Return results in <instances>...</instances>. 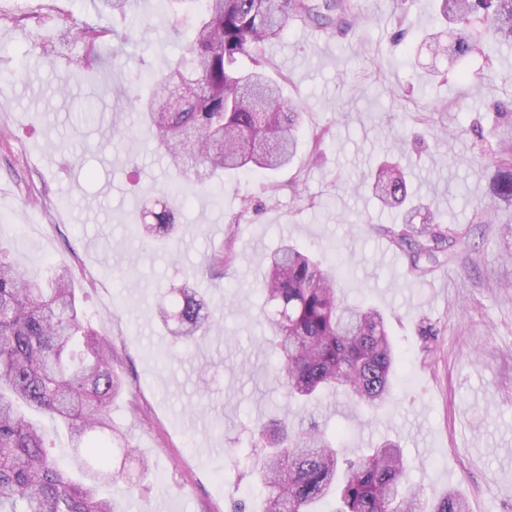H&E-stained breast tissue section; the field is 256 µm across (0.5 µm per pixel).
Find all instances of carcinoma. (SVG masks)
<instances>
[{
    "instance_id": "cac0c4a2",
    "label": "carcinoma",
    "mask_w": 512,
    "mask_h": 512,
    "mask_svg": "<svg viewBox=\"0 0 512 512\" xmlns=\"http://www.w3.org/2000/svg\"><path fill=\"white\" fill-rule=\"evenodd\" d=\"M192 36L173 67L155 75L154 89L118 97L116 104L139 112L169 166L183 176L187 157L200 161L198 182L214 187L226 170L267 174L296 154L301 107L281 98L266 73V47L299 20L344 24L351 0H202ZM482 16L492 55L512 47V0H442L441 16L455 25L446 43L432 48L450 60L472 50L470 19ZM182 83L186 101L178 112L163 109L167 89ZM492 200L474 224L494 223L512 207V140L493 153ZM379 202L411 206L404 173L383 164L372 174ZM178 193L137 224L148 246L172 245L178 233ZM417 278L439 255L465 245L463 236L431 215L422 224L406 219L388 230ZM66 266H50L38 277L9 259L0 246V512H119L103 483H129L125 467L113 464L112 399L122 381L112 371V343L89 323ZM272 339L260 346L279 358L273 380L287 399L281 416L261 424L252 444L255 479L267 489L262 512H319L336 501V512H469L464 497L448 490L427 504L411 485L400 445L383 440L356 458L345 456L336 438L302 428L296 417L332 390L354 410L376 411L394 394L399 357L384 315L351 305L339 295L335 267L285 243L271 253L260 284ZM163 321L176 320L174 342L191 347L215 325V316L192 288L180 289L171 307L159 306ZM63 424L73 442L60 463L48 453L39 418Z\"/></svg>"
}]
</instances>
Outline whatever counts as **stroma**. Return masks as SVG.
<instances>
[{"label":"stroma","mask_w":512,"mask_h":512,"mask_svg":"<svg viewBox=\"0 0 512 512\" xmlns=\"http://www.w3.org/2000/svg\"><path fill=\"white\" fill-rule=\"evenodd\" d=\"M132 2L123 17L102 0H0V73L12 75L0 81V246L36 274L68 265L92 328L112 341L123 381L113 445L149 464L134 489L113 484L122 512H230L237 500L259 512L266 491L251 475L253 432L285 401L275 359L258 346V283L286 240L335 263L342 295L386 314L402 356L385 409L354 414L328 393L317 421L342 432L350 458L399 441L428 499L453 487L471 512H512V210L472 221L491 193L487 159L503 129L494 103L512 102V56L486 80L462 82L485 59L476 51L452 65L431 53L426 34H451L436 0H357L365 20L356 31L292 23L267 57L285 78L284 98L303 107L294 163L271 180L225 172L217 191L185 183L181 241L169 250L146 246L133 225L175 174L137 112L116 111L114 100L177 59L192 23L165 0ZM399 8L407 36L396 46ZM81 28L105 55L90 69ZM457 91L463 102L448 108ZM88 109L96 123L81 122ZM113 125L123 137H106ZM322 128L329 135L311 167L310 136ZM385 162L403 168L411 194L444 224L470 226L479 248L465 268L408 275L385 233L398 212L362 183ZM222 252L231 256L222 271L202 269ZM189 269L220 324L184 350L156 305Z\"/></svg>","instance_id":"obj_1"}]
</instances>
